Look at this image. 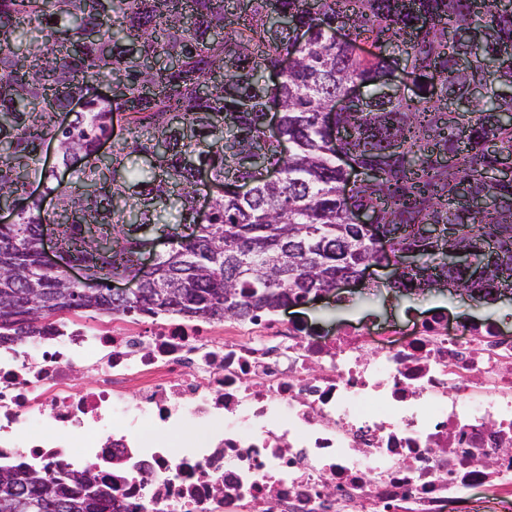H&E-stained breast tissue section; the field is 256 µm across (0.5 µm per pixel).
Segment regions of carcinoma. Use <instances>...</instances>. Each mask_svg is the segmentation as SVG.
Listing matches in <instances>:
<instances>
[{"label": "carcinoma", "instance_id": "obj_1", "mask_svg": "<svg viewBox=\"0 0 512 512\" xmlns=\"http://www.w3.org/2000/svg\"><path fill=\"white\" fill-rule=\"evenodd\" d=\"M236 2L233 11L229 0H0V206L24 202L17 223L0 227L1 338L46 335L53 317L79 309L255 321L305 303L376 261L355 208L391 236L392 253L420 254L391 290L449 280L494 302L512 287V180L497 176L512 157V2ZM285 56L292 66L281 71ZM399 68L414 88L390 86ZM354 83L369 91L336 113L331 138L324 118ZM111 84L119 95L91 94ZM76 100L85 104L74 112ZM273 100L280 140L265 133ZM116 110L127 136L114 140ZM48 143L68 178L41 163ZM133 156L145 160L139 178ZM243 156L253 164L241 166ZM346 158L363 174L347 200ZM270 167L277 184L264 177ZM203 172L224 193L200 223ZM239 181L249 196L232 191ZM33 182L53 208L27 194ZM462 185L481 208L462 200ZM173 209L181 231L158 229ZM44 224L58 228L53 271L39 258ZM426 224L443 234L426 237ZM159 230L169 247L139 295L88 296L66 280L71 264L101 281L139 276ZM453 250L490 268L489 279L448 268ZM5 470L0 512H120L91 466L61 477Z\"/></svg>", "mask_w": 512, "mask_h": 512}]
</instances>
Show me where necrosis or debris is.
Segmentation results:
<instances>
[{
	"label": "necrosis or debris",
	"mask_w": 512,
	"mask_h": 512,
	"mask_svg": "<svg viewBox=\"0 0 512 512\" xmlns=\"http://www.w3.org/2000/svg\"><path fill=\"white\" fill-rule=\"evenodd\" d=\"M130 388L153 431L203 429L173 455L117 425ZM89 456L123 512H463L473 488L512 496V340L437 313L399 339L271 317L0 341V464Z\"/></svg>",
	"instance_id": "1"
}]
</instances>
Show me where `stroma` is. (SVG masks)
Wrapping results in <instances>:
<instances>
[{
    "instance_id": "obj_1",
    "label": "stroma",
    "mask_w": 512,
    "mask_h": 512,
    "mask_svg": "<svg viewBox=\"0 0 512 512\" xmlns=\"http://www.w3.org/2000/svg\"><path fill=\"white\" fill-rule=\"evenodd\" d=\"M386 278L385 271L374 270L365 286L344 288L337 295L288 309L291 317H302L317 326L321 333L330 335L347 321L358 319L384 327H405L413 319L437 311L450 317L477 324L497 323L512 333V301L501 300L485 304L466 296L443 292L398 296L388 291H377L376 285Z\"/></svg>"
}]
</instances>
